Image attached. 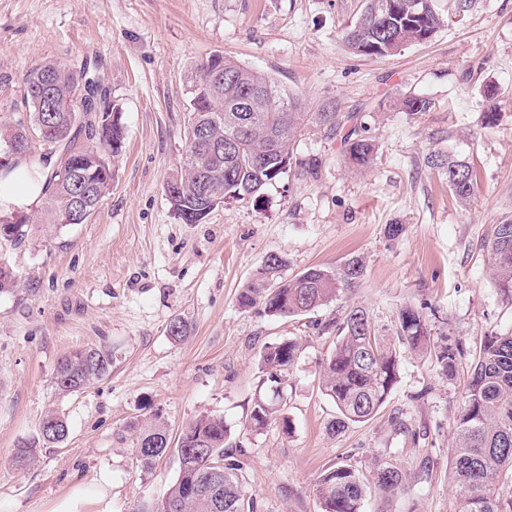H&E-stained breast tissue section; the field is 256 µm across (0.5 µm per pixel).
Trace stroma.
I'll return each mask as SVG.
<instances>
[{
    "mask_svg": "<svg viewBox=\"0 0 512 512\" xmlns=\"http://www.w3.org/2000/svg\"><path fill=\"white\" fill-rule=\"evenodd\" d=\"M364 0H0V121L26 116L24 79L53 60L94 75L119 105L125 140L112 158V190L93 218L60 228L40 221L42 202L15 207L29 217L21 243L0 239V264L19 288L0 293V512H47L76 484L96 492L112 477V512L161 500L177 475L175 457L144 472L127 426L159 413L171 433L204 413L222 415L231 445L244 448L242 492L255 512H321L316 494L328 468L369 472L374 460L401 468L397 493L371 492L364 512H454L450 478L455 418L465 404L469 358L455 380L430 360L406 355L399 379L374 418L328 431L337 411L321 391L334 347L319 325L351 305L392 328L405 304L426 306L433 336L474 348L490 331H512V299L492 281L481 243L512 217V0H476L457 19L433 0L444 22L428 41L388 57L351 54L341 32ZM216 52L273 78L306 111L328 102L357 113L359 136L376 152L350 165L347 131L311 128L294 154L311 173H287L261 201H229L205 222L183 223L165 186L185 151L190 113L186 76ZM428 100L409 115L400 98ZM496 110L495 125L485 114ZM452 152L477 175L459 202L448 177L428 167ZM400 224L394 240L386 227ZM290 280L313 266L338 269L362 257L351 291L303 317L243 310L237 296L266 257ZM182 317L190 333L173 343L166 328ZM285 338L303 348L284 382L278 424L251 422L260 384V349ZM112 351L108 376L58 396L59 361L88 346ZM63 411L70 436L43 449L28 470L10 462L48 409ZM398 416L411 430L390 425Z\"/></svg>",
    "mask_w": 512,
    "mask_h": 512,
    "instance_id": "1",
    "label": "stroma"
}]
</instances>
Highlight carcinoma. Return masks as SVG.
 <instances>
[{
	"label": "carcinoma",
	"instance_id": "obj_1",
	"mask_svg": "<svg viewBox=\"0 0 512 512\" xmlns=\"http://www.w3.org/2000/svg\"><path fill=\"white\" fill-rule=\"evenodd\" d=\"M417 0H365L360 18L381 26L379 39L396 35L411 45L422 39V31L407 25L404 18L414 12ZM355 26L342 33V40L355 55L369 56L366 44L354 38ZM51 82V97H42V78ZM190 93L197 107L189 114L185 131L187 148L180 173L175 175L181 193L170 206L180 219L202 204L204 191L224 201L261 197L264 188L287 173L293 165V151L301 137L315 125L332 131L340 125L339 113L326 104L319 112L301 111L300 99L285 96L266 75L240 65L220 53L196 65L188 75ZM96 81L86 72L75 73L48 60L33 66L25 80V99L30 108L28 122L36 134L24 154L15 162L37 167L44 176L45 217L48 223L64 225L70 207L69 170L79 161L97 153L115 157L123 149L124 128L101 127L104 113L87 101L85 93L95 92ZM288 102L291 111L279 104ZM423 98L406 96L402 110L416 115L427 110ZM204 117L207 136L195 131L198 117ZM344 153L352 165L367 168L373 161L375 145L351 131L344 138ZM428 166L446 169L457 178L448 187L461 202L474 193L473 169L448 154H431ZM96 201L112 190V173L104 168L93 179ZM25 217L20 222L0 218V237L15 242L26 236ZM487 249L495 286L512 297V220L494 226ZM286 260L270 255L257 275L239 292L241 307L262 305L273 316L297 317L315 312L338 299L363 275L361 258L353 256L340 268L310 267L289 281H277ZM277 281L275 287L269 283ZM334 348L323 363V390L332 399L337 416L328 427L338 434L349 425L375 416L386 403L398 379L399 363L406 350L428 355L441 377L453 380L465 349L448 339L431 340V329L423 312L402 306L396 316L394 334L375 326L362 307L344 311L336 324ZM301 350L297 339L267 343L260 352L264 393L251 409V420L261 429L283 421V381ZM112 368V354L100 347L77 350L62 359L54 378L55 391L66 397L102 379ZM136 459L149 471L157 459L174 452L178 475L166 497L143 504L137 512H253V503L240 490V464L228 452L230 429L224 417L201 415L170 435L164 420L152 414L129 425ZM65 414L50 410L41 419L36 434L20 441L11 455L17 470L29 468L43 448H56L69 437ZM512 472V332L490 331L471 353L466 402L455 423L452 449V479L459 489L456 512H512V499L497 491L496 479ZM399 467L383 461L371 477L364 478L350 466L327 469L317 483L322 512H363L371 490L394 493L402 485Z\"/></svg>",
	"mask_w": 512,
	"mask_h": 512
}]
</instances>
